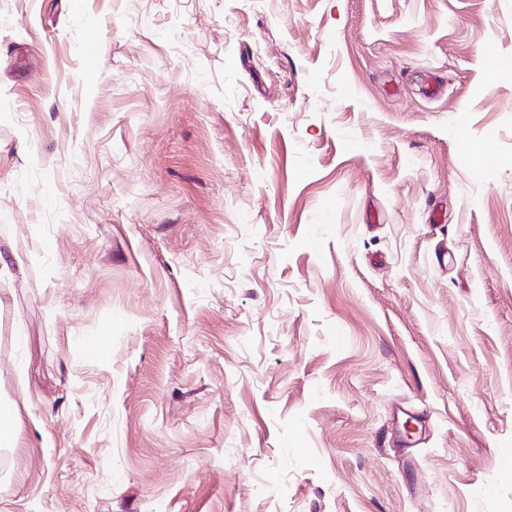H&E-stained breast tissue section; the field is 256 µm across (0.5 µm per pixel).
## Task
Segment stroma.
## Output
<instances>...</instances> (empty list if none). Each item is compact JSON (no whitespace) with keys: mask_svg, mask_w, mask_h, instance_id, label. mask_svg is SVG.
I'll list each match as a JSON object with an SVG mask.
<instances>
[{"mask_svg":"<svg viewBox=\"0 0 512 512\" xmlns=\"http://www.w3.org/2000/svg\"><path fill=\"white\" fill-rule=\"evenodd\" d=\"M0 256V512H512V0H0Z\"/></svg>","mask_w":512,"mask_h":512,"instance_id":"stroma-1","label":"stroma"}]
</instances>
